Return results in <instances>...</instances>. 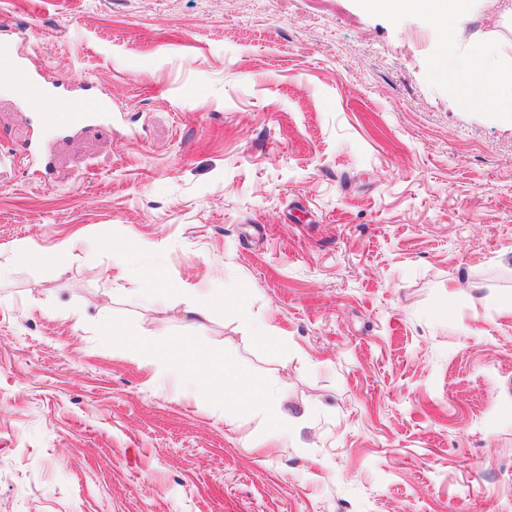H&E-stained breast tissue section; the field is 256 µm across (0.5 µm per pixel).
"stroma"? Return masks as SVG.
<instances>
[{
  "label": "stroma",
  "mask_w": 512,
  "mask_h": 512,
  "mask_svg": "<svg viewBox=\"0 0 512 512\" xmlns=\"http://www.w3.org/2000/svg\"><path fill=\"white\" fill-rule=\"evenodd\" d=\"M479 2L445 33L363 0H0V47L111 114L42 176L0 83V512H512V123L442 61L482 42L512 76V0ZM110 335L120 336L121 342L130 351L134 358L140 359L147 363H166L175 367L179 375L186 381L194 383L198 391L207 390L211 387L224 391V399H226V385L224 379L222 380H204L201 377V370L208 365L203 357L189 356L186 352L180 350L161 351L158 348L147 347L143 341L137 336H140L134 331H126L125 329L117 328L112 331Z\"/></svg>",
  "instance_id": "35a3bbf8"
}]
</instances>
